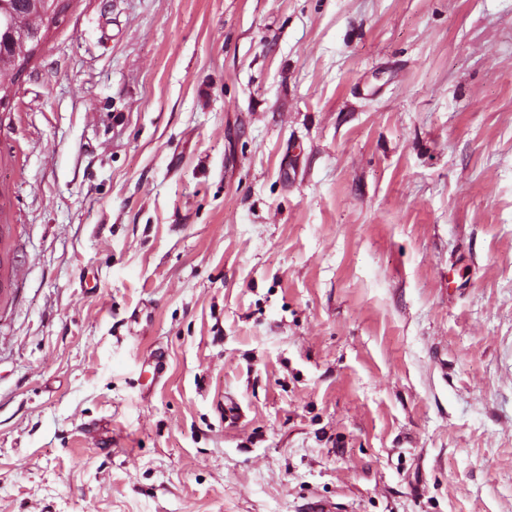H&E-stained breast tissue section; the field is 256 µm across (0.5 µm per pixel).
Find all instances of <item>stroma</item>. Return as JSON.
<instances>
[{
	"label": "stroma",
	"mask_w": 512,
	"mask_h": 512,
	"mask_svg": "<svg viewBox=\"0 0 512 512\" xmlns=\"http://www.w3.org/2000/svg\"><path fill=\"white\" fill-rule=\"evenodd\" d=\"M10 116L0 512H512V0H70Z\"/></svg>",
	"instance_id": "obj_1"
}]
</instances>
